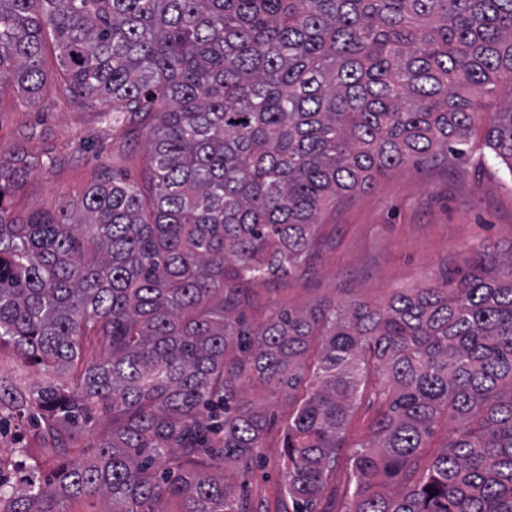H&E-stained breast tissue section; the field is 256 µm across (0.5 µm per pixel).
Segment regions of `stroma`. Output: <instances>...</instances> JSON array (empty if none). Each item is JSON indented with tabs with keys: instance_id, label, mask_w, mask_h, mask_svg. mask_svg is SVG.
<instances>
[{
	"instance_id": "35a3bbf8",
	"label": "stroma",
	"mask_w": 512,
	"mask_h": 512,
	"mask_svg": "<svg viewBox=\"0 0 512 512\" xmlns=\"http://www.w3.org/2000/svg\"><path fill=\"white\" fill-rule=\"evenodd\" d=\"M44 69L47 85L37 105L27 104L12 86H0V146L20 149L34 163L16 199L22 215L78 199L103 173L139 177L147 160L144 139L130 125L58 97L53 48L45 50ZM49 155L56 157L55 166L40 167ZM320 234L325 245L310 273L260 287L257 304L245 311L249 321H261L272 307L321 295L381 303L395 290L442 282L464 266L466 248L476 242L512 252V177L476 140L456 162L439 159L388 171L327 215ZM265 402L275 422L255 461L248 498L253 512H278L288 403L270 395ZM34 433L29 416L0 406V476H19L24 449L35 448Z\"/></svg>"
}]
</instances>
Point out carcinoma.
I'll return each instance as SVG.
<instances>
[{"label":"carcinoma","instance_id":"obj_1","mask_svg":"<svg viewBox=\"0 0 512 512\" xmlns=\"http://www.w3.org/2000/svg\"><path fill=\"white\" fill-rule=\"evenodd\" d=\"M49 34L62 97L140 127L149 163L22 217L30 162L0 148V346L61 378L1 379L0 405L58 455L102 428L85 462L0 481L7 512H250L257 388L290 408L279 512H315L366 389L348 512H512V254L480 243L382 304L241 311L302 276L323 217L391 169L460 159L480 133L512 177V101L480 124L512 83V0H0V83L31 104Z\"/></svg>","mask_w":512,"mask_h":512}]
</instances>
